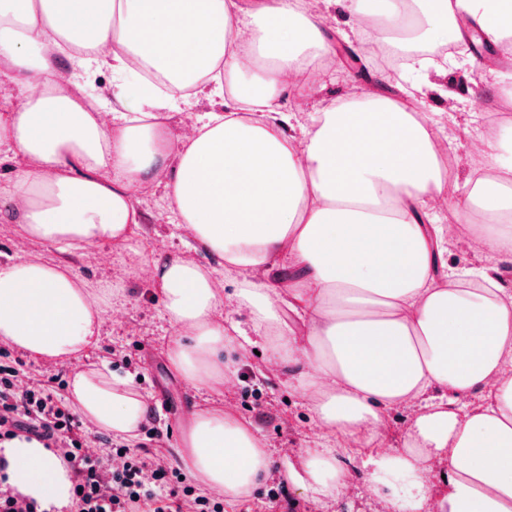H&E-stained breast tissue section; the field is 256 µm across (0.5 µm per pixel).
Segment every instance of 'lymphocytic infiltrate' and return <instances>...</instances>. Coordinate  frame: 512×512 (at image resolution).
I'll return each mask as SVG.
<instances>
[{
    "mask_svg": "<svg viewBox=\"0 0 512 512\" xmlns=\"http://www.w3.org/2000/svg\"><path fill=\"white\" fill-rule=\"evenodd\" d=\"M19 374L13 362H0V441L24 434L64 449L74 474L73 512H178L180 496L192 488L170 484L159 457L125 444L100 456L83 453L71 408L43 384L19 387Z\"/></svg>",
    "mask_w": 512,
    "mask_h": 512,
    "instance_id": "1",
    "label": "lymphocytic infiltrate"
}]
</instances>
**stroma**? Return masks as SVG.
Returning a JSON list of instances; mask_svg holds the SVG:
<instances>
[{
    "label": "stroma",
    "mask_w": 512,
    "mask_h": 512,
    "mask_svg": "<svg viewBox=\"0 0 512 512\" xmlns=\"http://www.w3.org/2000/svg\"><path fill=\"white\" fill-rule=\"evenodd\" d=\"M342 18L332 12L326 16L328 38L335 48L330 67L320 84L306 97L294 103L299 118H306L320 102L370 91L396 98L403 95L400 76L390 72L360 75L347 60L354 53L361 66H368L370 38L353 35L341 40L337 34ZM463 64L448 68L438 76L444 93L430 92L421 100V108L438 116L440 136L446 137L449 153L467 165L472 131L495 125L498 135L512 141V108L504 109L499 97L503 87L512 88V60L496 61L484 49L464 53ZM493 63L498 77L496 84L482 81V66ZM139 207L144 224L139 248L145 256H187L199 263H209V256L190 246L178 228V218L170 209L163 186H155L140 196ZM36 258L54 261L67 259L77 272L91 280H108L120 266L121 258L109 247H88L65 256L54 247L25 240L17 225L0 220V263L14 259ZM128 303L122 312L107 316L100 347L90 355L91 361H107L113 373L132 378L135 386L158 405L152 422L159 437H151L140 429L134 447L161 455L171 470H179L177 451L180 447L184 416L195 407L225 403L233 407L253 429L266 439L273 451L275 479L235 502L224 503L223 512H311L313 505L303 492L287 483L289 462L296 452L305 448L324 447L325 441L316 426L314 415L301 392L289 388L281 370L268 362L270 351L260 347L240 364L237 380L224 391L208 395L197 394L183 383L168 367L164 356L171 329L162 319V309L147 276L130 274L125 282ZM19 360L28 379L41 382L58 397H66L70 368L65 364H50L30 358L12 345L0 341V353ZM376 446L355 445L345 461L354 474V486L348 497L341 499L333 512H370V500L364 477V461L375 454Z\"/></svg>",
    "instance_id": "obj_1"
}]
</instances>
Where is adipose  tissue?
I'll list each match as a JSON object with an SVG mask.
<instances>
[{
	"label": "adipose tissue",
	"instance_id": "adipose-tissue-1",
	"mask_svg": "<svg viewBox=\"0 0 512 512\" xmlns=\"http://www.w3.org/2000/svg\"><path fill=\"white\" fill-rule=\"evenodd\" d=\"M319 2L0 0V70L20 95L0 113V148L34 162L0 183V219L62 253L117 242L135 253L138 196L164 183L193 248L212 259L140 262L175 330L170 368L200 391L230 385L231 354L257 336L292 363L290 386L340 443L301 450L289 482L312 503L338 501L354 479L343 443L361 439L382 446L366 482L383 512H512V292L496 268L512 261V152L480 134L467 175L444 164L431 118L409 103L443 67L416 54L403 98L333 100L297 124L286 101L329 52ZM332 2L383 46L442 39L461 22L493 48L512 43V0ZM104 66L108 101L80 84ZM201 94L223 111L174 134L171 111ZM460 179L465 202L440 223ZM461 224L487 264L440 270ZM276 266L279 288L259 277ZM122 283L88 281L65 261L0 265V340L69 365L82 418L133 439L147 398L88 360L105 314L126 302ZM400 409L412 412L402 445L384 448ZM0 455L6 487L42 512H71L61 449L20 436ZM180 459L230 503L272 475L267 441L227 405L188 413Z\"/></svg>",
	"mask_w": 512,
	"mask_h": 512
}]
</instances>
